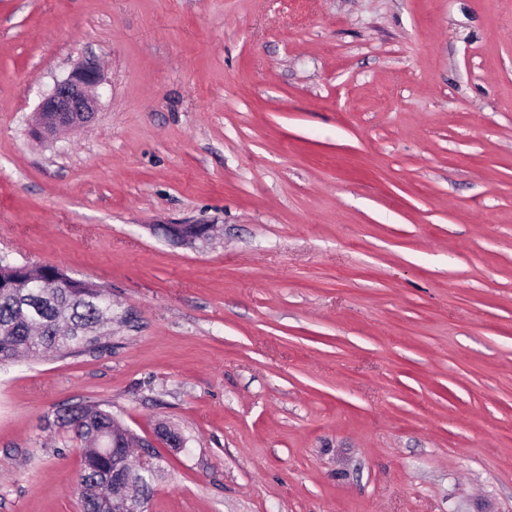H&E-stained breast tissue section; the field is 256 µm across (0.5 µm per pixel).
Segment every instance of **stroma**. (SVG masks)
I'll return each instance as SVG.
<instances>
[{
	"label": "stroma",
	"mask_w": 512,
	"mask_h": 512,
	"mask_svg": "<svg viewBox=\"0 0 512 512\" xmlns=\"http://www.w3.org/2000/svg\"><path fill=\"white\" fill-rule=\"evenodd\" d=\"M0 256L113 317L0 365V512H77L79 402L147 512H512V0H0ZM98 62L88 58L62 80L57 81L37 108L31 129L36 139H45L72 127L89 123L97 112L95 89L102 84ZM167 238L179 245H192L196 241H207L212 237V224H167ZM56 423L69 432L73 440L91 445V448H86L74 489L80 512H122L124 509L122 500L116 496L112 498V453L113 460L123 464L144 482L147 499L160 470L155 463L154 474L144 471L151 469L149 450L140 456L143 471L138 463L130 462V449L137 446L140 437L123 426L112 412L98 404H76L57 412ZM112 442L117 447H113Z\"/></svg>",
	"instance_id": "1"
}]
</instances>
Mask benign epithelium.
Here are the masks:
<instances>
[{"mask_svg":"<svg viewBox=\"0 0 512 512\" xmlns=\"http://www.w3.org/2000/svg\"><path fill=\"white\" fill-rule=\"evenodd\" d=\"M103 73L98 62L88 58L62 80L57 81L42 98L37 108V121L31 129L36 139H45L72 127L89 123L97 112L95 89L102 84ZM212 224H170L167 238L179 245H192L212 237ZM121 495L126 512H143V494L139 486L125 480Z\"/></svg>","mask_w":512,"mask_h":512,"instance_id":"7a95c632","label":"benign epithelium"}]
</instances>
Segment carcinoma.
<instances>
[{
	"instance_id": "1",
	"label": "carcinoma",
	"mask_w": 512,
	"mask_h": 512,
	"mask_svg": "<svg viewBox=\"0 0 512 512\" xmlns=\"http://www.w3.org/2000/svg\"><path fill=\"white\" fill-rule=\"evenodd\" d=\"M100 292L94 283L72 280L55 266L33 272L0 257V364L105 348ZM56 423L73 440L90 445L74 489L80 512H122V500L112 496L114 460L151 488L157 474L129 460L138 436L112 412L98 404H76L58 412Z\"/></svg>"
}]
</instances>
